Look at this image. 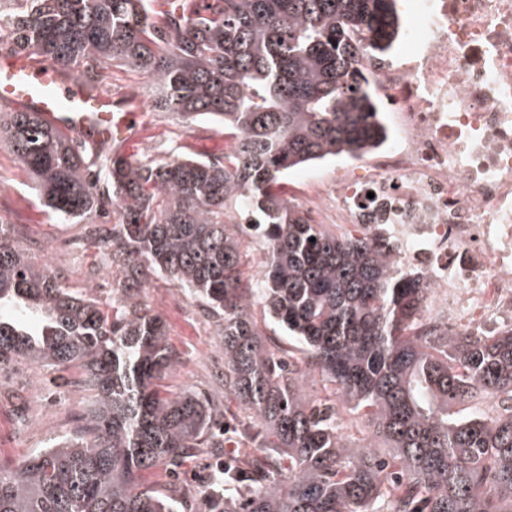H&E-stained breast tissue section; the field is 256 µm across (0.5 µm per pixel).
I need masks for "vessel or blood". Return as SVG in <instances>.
Listing matches in <instances>:
<instances>
[{
  "instance_id": "vessel-or-blood-1",
  "label": "vessel or blood",
  "mask_w": 512,
  "mask_h": 512,
  "mask_svg": "<svg viewBox=\"0 0 512 512\" xmlns=\"http://www.w3.org/2000/svg\"><path fill=\"white\" fill-rule=\"evenodd\" d=\"M0 103L36 112L68 136L111 141L128 131L132 116H114L110 95L84 91L72 77L29 54L0 55Z\"/></svg>"
}]
</instances>
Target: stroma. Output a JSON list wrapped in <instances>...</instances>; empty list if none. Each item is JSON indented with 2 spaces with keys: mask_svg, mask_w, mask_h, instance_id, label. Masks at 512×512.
Returning <instances> with one entry per match:
<instances>
[{
  "mask_svg": "<svg viewBox=\"0 0 512 512\" xmlns=\"http://www.w3.org/2000/svg\"><path fill=\"white\" fill-rule=\"evenodd\" d=\"M105 83L119 110L136 109L140 116L119 142L125 155L165 157L177 151L198 158L222 154L228 146L217 124L200 121L185 126L170 113L153 111L147 76L121 68L105 73ZM356 163L339 158L289 173L287 196H295L316 183H330L355 171ZM0 221L10 224L32 259L62 274L75 291L87 286L86 272L97 249L81 224L54 223L40 204L30 173L16 159L10 146L0 141ZM153 313L166 323L171 344L180 353L167 384L173 390L209 392L217 389V375L224 369L218 327L201 302L181 288L156 277L145 289ZM88 397L77 385L55 370L27 363L0 371V470H15L30 454L51 440L72 433L84 422ZM212 459L190 458L181 482L183 500L190 512H209L207 494Z\"/></svg>",
  "mask_w": 512,
  "mask_h": 512,
  "instance_id": "stroma-1",
  "label": "stroma"
}]
</instances>
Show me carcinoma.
Here are the masks:
<instances>
[{
  "label": "carcinoma",
  "instance_id": "1",
  "mask_svg": "<svg viewBox=\"0 0 512 512\" xmlns=\"http://www.w3.org/2000/svg\"><path fill=\"white\" fill-rule=\"evenodd\" d=\"M0 0V50L31 52L91 92L104 71L150 80L151 107L224 127L222 156L131 159L0 105V133L61 224H90L112 298L76 293L0 224V370L77 374L84 424L0 472V512H182L197 448L223 464L212 512H512V326L474 334L432 316L416 268L382 240L331 233L288 205L284 176L389 137L361 59L399 33L396 0ZM265 242L245 279L246 239ZM161 276L219 325L235 421L161 384L179 362L144 302ZM288 336L292 348L274 332ZM321 377L326 396L310 397ZM497 400L492 415L458 404ZM364 412L352 448L338 409ZM242 438L238 453L226 445Z\"/></svg>",
  "mask_w": 512,
  "mask_h": 512
}]
</instances>
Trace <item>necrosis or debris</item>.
<instances>
[{"mask_svg": "<svg viewBox=\"0 0 512 512\" xmlns=\"http://www.w3.org/2000/svg\"><path fill=\"white\" fill-rule=\"evenodd\" d=\"M363 64L396 136L299 205L379 232L456 326L512 324V0H414L395 47Z\"/></svg>", "mask_w": 512, "mask_h": 512, "instance_id": "4bbe7bcc", "label": "necrosis or debris"}]
</instances>
